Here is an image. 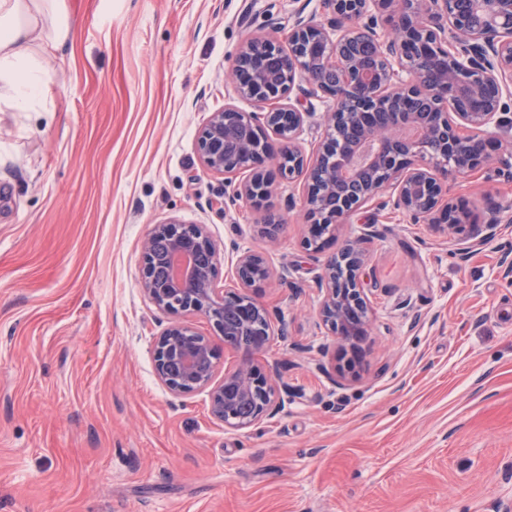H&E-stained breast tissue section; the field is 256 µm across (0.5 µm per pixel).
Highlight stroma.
<instances>
[{
  "label": "stroma",
  "instance_id": "35a3bbf8",
  "mask_svg": "<svg viewBox=\"0 0 512 512\" xmlns=\"http://www.w3.org/2000/svg\"><path fill=\"white\" fill-rule=\"evenodd\" d=\"M73 37L33 111H0V512H500L512 503V179L448 178L451 203L502 221L489 245L377 202L306 249L302 181L267 208L232 201L247 177L202 169L195 142L239 99L250 37L286 41L322 0H67ZM281 227L262 232L266 213ZM206 225L219 282L265 251L271 315L258 353L293 398L244 429L206 392L156 379L169 321L145 298L152 225ZM368 255L372 325L360 381H333L319 326L325 262Z\"/></svg>",
  "mask_w": 512,
  "mask_h": 512
}]
</instances>
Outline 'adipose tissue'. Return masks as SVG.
Instances as JSON below:
<instances>
[{"instance_id":"1","label":"adipose tissue","mask_w":512,"mask_h":512,"mask_svg":"<svg viewBox=\"0 0 512 512\" xmlns=\"http://www.w3.org/2000/svg\"><path fill=\"white\" fill-rule=\"evenodd\" d=\"M65 0H0V105L31 111L70 37Z\"/></svg>"}]
</instances>
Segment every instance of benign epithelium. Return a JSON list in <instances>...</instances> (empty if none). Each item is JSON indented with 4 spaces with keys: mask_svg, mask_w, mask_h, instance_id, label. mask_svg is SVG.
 <instances>
[{
    "mask_svg": "<svg viewBox=\"0 0 512 512\" xmlns=\"http://www.w3.org/2000/svg\"><path fill=\"white\" fill-rule=\"evenodd\" d=\"M327 22L299 17L288 31V50L274 38H251L235 64L239 97L255 112L226 106L199 130L201 167L213 174L251 170L236 192L254 205L266 201L273 182L261 165L276 158L282 178L305 176L313 220L307 248L332 234L349 214L389 191L394 205L415 218L435 211L449 217L443 231L474 246L491 241L499 220L460 224L450 218L448 174L496 164L498 146L512 143V116L503 98L512 94V0H323ZM387 12L394 36L377 31ZM448 59L437 78L418 76L415 53ZM310 97L328 95L325 135L307 153L297 143L311 113L277 102L296 78ZM216 245L203 224L172 219L153 225L144 243L143 293L162 313L192 312L211 325L210 336L174 321L153 344L158 380L176 396L205 390L212 419L234 429L281 412L290 392L246 356L218 375L227 350L257 318L252 353L271 339L267 307L245 293L271 278L261 252L244 251L236 281L218 285ZM366 255L349 241L327 261L319 282V319L338 349L360 348L369 338L370 309L360 282Z\"/></svg>",
    "mask_w": 512,
    "mask_h": 512,
    "instance_id": "obj_1",
    "label": "benign epithelium"
}]
</instances>
